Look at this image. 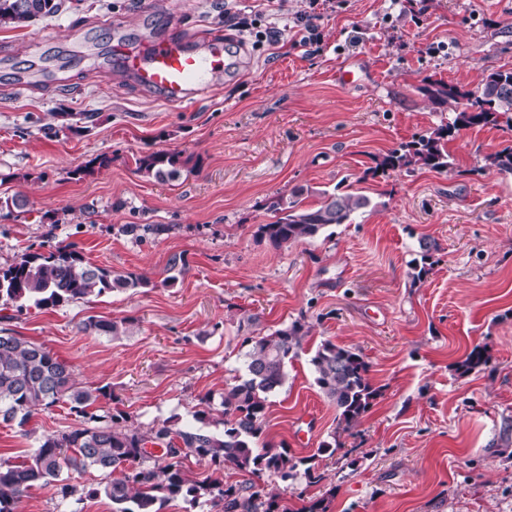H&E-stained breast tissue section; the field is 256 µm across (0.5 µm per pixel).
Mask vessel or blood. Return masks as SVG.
<instances>
[{
	"mask_svg": "<svg viewBox=\"0 0 512 512\" xmlns=\"http://www.w3.org/2000/svg\"><path fill=\"white\" fill-rule=\"evenodd\" d=\"M117 62L140 86L175 105L213 89L216 73L226 65V52L222 41L198 48L193 36L185 34L161 39L134 54H119Z\"/></svg>",
	"mask_w": 512,
	"mask_h": 512,
	"instance_id": "obj_1",
	"label": "vessel or blood"
}]
</instances>
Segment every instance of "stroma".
Segmentation results:
<instances>
[{
    "instance_id": "obj_1",
    "label": "stroma",
    "mask_w": 512,
    "mask_h": 512,
    "mask_svg": "<svg viewBox=\"0 0 512 512\" xmlns=\"http://www.w3.org/2000/svg\"><path fill=\"white\" fill-rule=\"evenodd\" d=\"M279 32L256 40L225 12L257 19L261 0H67L56 16L0 28V265L42 242L75 246L98 266L147 276L151 287L53 309L9 326L105 388L98 408L148 430L201 409L241 367L247 336L301 320L306 352L329 340L359 350L379 394L352 426L314 383L305 356L271 395L263 443L287 446L321 473L217 470L194 456L196 481H256L291 512H512V175L490 154L512 135L485 127L449 142L444 172L412 167L366 176L377 158L448 120L419 91L424 78L480 88L512 70V0H278ZM313 16L304 39L299 17ZM218 38L239 67L207 97L171 106L114 66L176 31ZM360 81L337 79L347 65ZM93 113L80 128V113ZM180 155L160 180L137 159ZM108 157L104 167L96 157ZM299 186L341 187L371 204L353 223L282 249L258 241L269 197ZM123 224H165L143 241ZM434 264L413 282L422 239ZM184 269L167 283V262ZM134 319L129 336L84 334L89 316ZM486 366L466 372L473 349ZM68 405L37 411L20 431L0 422V457L34 436L79 426ZM337 440L334 455L322 442ZM20 512H112L103 497L60 503L28 491Z\"/></svg>"
}]
</instances>
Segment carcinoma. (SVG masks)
<instances>
[{
	"instance_id": "obj_1",
	"label": "carcinoma",
	"mask_w": 512,
	"mask_h": 512,
	"mask_svg": "<svg viewBox=\"0 0 512 512\" xmlns=\"http://www.w3.org/2000/svg\"><path fill=\"white\" fill-rule=\"evenodd\" d=\"M63 2L0 0V27H17L53 16ZM419 92L432 105L448 108L453 117L389 150L375 170L421 166L443 172L451 165L448 142L459 130L492 126L512 132V71L489 73L477 94L429 77L423 80ZM474 94L479 109L468 112L465 99ZM487 161L497 171L512 174V145L489 155ZM179 164V156L166 151L137 159L139 170L162 179L175 177ZM311 194V189L300 187L269 198L264 209L270 221L258 225L255 237L275 249L310 241L332 225L352 223L354 215L371 204L367 196L341 192L337 187L319 191L317 204H304ZM168 230L166 224L120 227L124 235L136 240L157 237ZM420 250V263L413 274L418 281L428 273V261L438 246L423 239ZM149 285L147 278L135 272H117L86 261L71 245L57 246L46 253L25 252L0 266V302L19 313L31 306L48 309ZM132 325L131 319L89 316L81 322L80 330L115 340L128 335ZM310 330L306 323L296 320L265 336L244 337V373L224 388L220 419L213 420L209 407L212 397L207 395L202 398L207 407L191 417H172L142 431L126 425V417L120 412L88 413L87 409L105 395L104 390L78 383L71 366L44 345L0 328V420L22 428L34 413L59 403L69 404L71 411L84 418L78 428L36 439L20 463L0 459V512H17L18 504L35 482L54 488L63 500L75 495L76 487L57 484L62 471L71 468L119 473L85 491L88 497L102 495L110 500L112 512H161L172 499L181 498L194 506L206 495L221 512H290L279 509V495L266 493L253 482L226 487L215 480H191L183 470V459L191 454L218 470L230 464L257 477L270 473L284 482L297 478L305 460L296 458L284 446L265 445L259 449L257 442L269 397L288 382V363L299 357ZM309 364L316 385L335 406L339 421L348 427L357 422L377 396L362 354L325 340L311 353ZM301 473L310 483L322 479L311 466Z\"/></svg>"
}]
</instances>
